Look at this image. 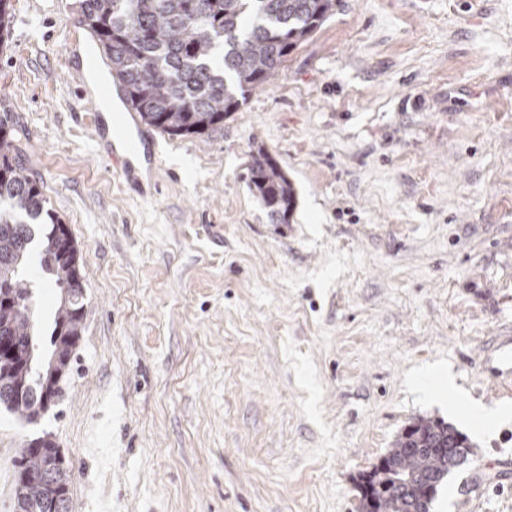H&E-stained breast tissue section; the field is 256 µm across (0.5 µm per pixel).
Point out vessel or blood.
I'll return each instance as SVG.
<instances>
[{"label": "vessel or blood", "instance_id": "obj_1", "mask_svg": "<svg viewBox=\"0 0 512 512\" xmlns=\"http://www.w3.org/2000/svg\"><path fill=\"white\" fill-rule=\"evenodd\" d=\"M101 65L100 56L90 54L73 68L88 105L92 135L117 167L122 183L137 193L147 194L156 172L154 135L126 101L119 81L88 89L90 75Z\"/></svg>", "mask_w": 512, "mask_h": 512}]
</instances>
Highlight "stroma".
Returning a JSON list of instances; mask_svg holds the SVG:
<instances>
[{
	"mask_svg": "<svg viewBox=\"0 0 512 512\" xmlns=\"http://www.w3.org/2000/svg\"><path fill=\"white\" fill-rule=\"evenodd\" d=\"M74 0H12L0 102L79 248L84 331L37 422L0 407V512L46 435L71 512H361L356 486L419 418L474 453L431 512H512V0H340L210 136L156 133L159 190L96 157L69 40ZM292 181L271 223L258 147ZM448 368L457 392L413 379ZM484 489L472 498L475 476ZM247 178L248 185L274 224H285L295 208L293 183L270 153L259 148L252 155ZM288 215V220H287ZM463 418L476 420L485 424H493L508 413L506 408L488 409L476 403H463L460 410Z\"/></svg>",
	"mask_w": 512,
	"mask_h": 512,
	"instance_id": "35a3bbf8",
	"label": "stroma"
}]
</instances>
